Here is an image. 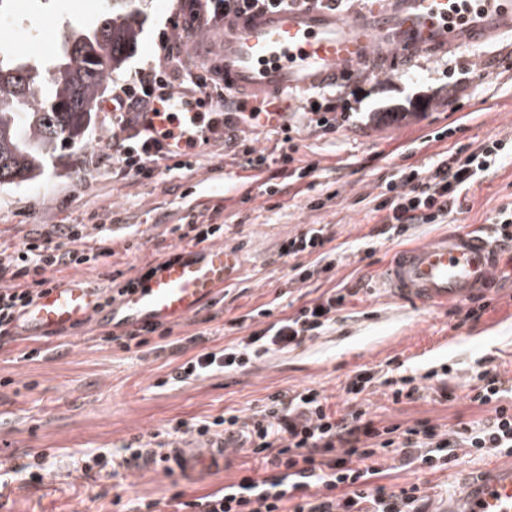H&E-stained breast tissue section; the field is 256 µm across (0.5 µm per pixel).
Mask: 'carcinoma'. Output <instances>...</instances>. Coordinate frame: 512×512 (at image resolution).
Masks as SVG:
<instances>
[{"instance_id":"cac0c4a2","label":"carcinoma","mask_w":512,"mask_h":512,"mask_svg":"<svg viewBox=\"0 0 512 512\" xmlns=\"http://www.w3.org/2000/svg\"><path fill=\"white\" fill-rule=\"evenodd\" d=\"M133 0H110L88 28L73 29L48 64L0 47V184L36 179L55 154L82 142L112 73L136 47L143 19Z\"/></svg>"}]
</instances>
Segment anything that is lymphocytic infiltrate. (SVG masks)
Returning <instances> with one entry per match:
<instances>
[{
    "label": "lymphocytic infiltrate",
    "instance_id": "obj_1",
    "mask_svg": "<svg viewBox=\"0 0 512 512\" xmlns=\"http://www.w3.org/2000/svg\"><path fill=\"white\" fill-rule=\"evenodd\" d=\"M344 0H196L199 24L217 23L231 15L274 12L315 6L340 9ZM157 63L139 69L128 82L112 88V176L116 179H152L171 168H185V161H169L162 143L141 128L140 113L155 104L181 106L201 94L224 102V137L236 142L240 124L259 126L261 107L249 106L244 94L225 92L219 70L192 73L183 64L170 40H162ZM507 141L482 143L468 154L444 155L435 170L411 169L386 179L376 198L380 213L376 236H406L418 224H442L452 212L463 210L468 191L481 182L502 159ZM99 247H91V238ZM108 228L89 234L83 224H59L54 230L36 232L21 246L0 245V348L16 341L15 324L40 295L55 287L56 271L97 265L111 257ZM354 288H334L303 305L294 314L266 323L221 349L203 351L183 363L175 378L183 382L224 369L244 368L269 355L298 346L330 329ZM476 383L467 398L489 407L481 420L460 421L441 431L429 421L414 425L380 427L371 418L364 399L375 384H383L393 403L414 401L424 389L440 400L452 401L447 379L437 371L424 379L412 375L378 377L363 368L350 376L344 391L345 412L332 410L327 397L307 389L292 395L274 394L251 414L228 411L210 420L178 422L149 439L134 438L114 451L83 455L78 477L100 473L113 476L137 467L143 457L163 463L179 438L224 439L257 462L237 481L224 488L183 501L187 512H430L419 485L388 488L390 462L400 469L438 471L457 462L460 455L512 456V383L495 369L479 364Z\"/></svg>",
    "mask_w": 512,
    "mask_h": 512
}]
</instances>
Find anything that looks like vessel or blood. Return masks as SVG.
I'll use <instances>...</instances> for the list:
<instances>
[{
	"label": "vessel or blood",
	"instance_id": "obj_1",
	"mask_svg": "<svg viewBox=\"0 0 512 512\" xmlns=\"http://www.w3.org/2000/svg\"><path fill=\"white\" fill-rule=\"evenodd\" d=\"M506 30L512 32V0H475L466 8L459 0H373L360 11L313 7L236 16L225 20L217 38L200 31L187 38L185 48L220 67L226 90L284 102L296 92L348 77L379 47L407 60L476 45ZM142 124L163 134L164 145L183 155L187 131L200 119L195 112L175 120L147 112ZM511 255L512 240L492 239L475 229L453 231L394 253L382 282L391 298L419 309L462 304L488 292L495 270ZM236 263V253L224 246L192 247L189 255L166 262L119 307L108 310L100 308L97 289L71 277L26 310L17 331L42 340L89 322L107 321L122 332L189 319L223 288ZM223 462V442L204 441L171 449L167 465L192 476ZM444 512H512V464L489 465Z\"/></svg>",
	"mask_w": 512,
	"mask_h": 512
}]
</instances>
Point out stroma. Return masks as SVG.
Masks as SVG:
<instances>
[{
  "label": "stroma",
  "mask_w": 512,
  "mask_h": 512,
  "mask_svg": "<svg viewBox=\"0 0 512 512\" xmlns=\"http://www.w3.org/2000/svg\"><path fill=\"white\" fill-rule=\"evenodd\" d=\"M190 0H140L143 32L112 83L131 80L155 61L160 41L187 20ZM107 0H9L0 8V41L34 61L53 59L70 29L93 24ZM338 107L336 126L306 125L303 114L320 96L313 89L293 100L288 116L291 141L268 127L247 129L248 145L263 153V169L241 167L228 146L215 144L193 171L131 182L116 180L97 165V153L112 136L107 104L111 89L96 102L84 142L62 151L45 172L19 186L0 185V243L14 246L57 224H114V254L104 269H81L92 287L102 273L143 268L175 243L170 229L190 209L223 207L220 242L238 255L223 288L205 302L197 321L173 323L177 336L196 335L187 353L160 352L158 334L124 348L106 341L110 324L77 326L67 335L34 345L13 343L0 350V458L24 464L47 458L49 476L29 484L14 474L0 497V512H118V502H157V512H181L174 494L197 496L239 479L253 460L229 452L224 466L194 478L150 465L117 477L77 479L73 471L86 453L118 448L138 435L192 423L229 410L247 415L276 393L314 389L333 409L345 406L342 386L353 371H387L390 360L404 370L448 367L455 401L432 393L410 403H392L383 387L368 397L377 426L427 420L448 430L458 419L477 420L485 409L465 395L479 362L490 361L512 380V274L502 273L479 321L458 324L449 309L418 311L390 298L380 277L402 247L432 239L444 230L485 225L501 208H512V155L470 191V208L446 224H419L408 237L377 243L365 256L362 241L377 225L370 212L384 178L407 166L435 168L441 153L463 144L512 139V36L451 53L422 55L387 71L384 59L331 86ZM292 163H283L282 154ZM315 172L297 178V168ZM138 233L128 237L126 225ZM324 226L328 261L319 253L287 257L281 246L311 225ZM323 251V252H324ZM313 268L299 281L295 266ZM360 285L361 291L336 325L294 349L272 354L249 367L173 381L176 368L193 355L221 348L244 336L240 317L259 306L280 317L295 313L318 293ZM489 458L461 457L436 472L392 473L390 486L419 485L431 504H444L479 477Z\"/></svg>",
  "instance_id": "stroma-1"
}]
</instances>
